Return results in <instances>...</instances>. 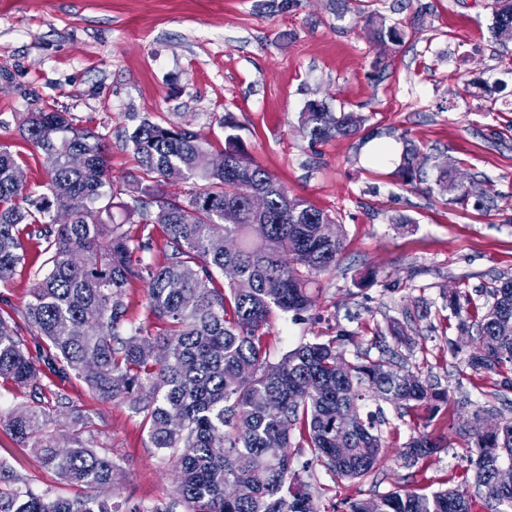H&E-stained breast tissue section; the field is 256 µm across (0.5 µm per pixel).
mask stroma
<instances>
[{"label": "stroma", "mask_w": 512, "mask_h": 512, "mask_svg": "<svg viewBox=\"0 0 512 512\" xmlns=\"http://www.w3.org/2000/svg\"><path fill=\"white\" fill-rule=\"evenodd\" d=\"M494 0H350L336 15L330 0H0V145L25 156L28 186L44 182L33 148L19 135L27 112L46 107L106 136L115 185L137 164L126 137L143 120L189 125L213 146L232 117L246 149L289 196L340 224L345 249L335 271L317 278L316 305L295 319L274 315L266 359L277 363L304 342L345 334L346 358L377 356L378 340L397 346L412 371L448 390L437 418L418 410L388 419L381 435L385 466L377 483L334 482L324 467L293 451L310 484L316 512H344L349 498L398 487L430 492L466 487L475 512H486L458 428L469 415L459 398L481 400L494 378L472 382L463 371L470 347L459 338L446 298L475 292L512 274V45L500 47L490 25ZM404 31L401 44L371 42L367 14ZM487 89L473 96L474 84ZM311 100L356 113L360 133L310 142L299 114ZM424 157L423 182L394 175L407 144ZM456 183L492 201L460 207L436 184V158ZM44 256L30 245L0 294L22 312ZM406 343L389 334L392 321ZM63 388L94 424L121 471L102 495L128 507L168 501L174 473L152 448L125 403H103L85 384ZM429 428L440 445L427 463L405 466L400 445ZM0 460L37 489L61 497L83 489L61 482L7 427Z\"/></svg>", "instance_id": "1"}]
</instances>
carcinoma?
I'll use <instances>...</instances> for the list:
<instances>
[{"mask_svg": "<svg viewBox=\"0 0 512 512\" xmlns=\"http://www.w3.org/2000/svg\"><path fill=\"white\" fill-rule=\"evenodd\" d=\"M367 25L377 42L403 41V31L374 15ZM492 35L503 47L512 43V0H495ZM361 122L316 100L300 115L313 143L350 138ZM20 132L40 156L45 191L16 180L22 157L1 145L0 287L26 263L28 242L43 246L47 258L34 273L23 317L0 308V379L30 397L10 413L8 426L61 481L90 493L69 499L37 491L0 462V512H316L310 486L290 477L292 441L333 477L360 482L384 464L382 412L364 410L367 401L389 403L401 418L420 406L434 418L448 403V391L406 369L404 357L387 345H378L374 358L338 365L346 335L302 343L268 364L272 313L300 316L313 307L315 277L336 268L344 233L328 213L288 196L237 135H225L216 149L182 125L139 124L128 135L139 176L128 184L130 201L121 203L136 224L127 228L111 220L115 191L105 134L47 108L27 113ZM205 153L223 157L224 166L198 169ZM437 168L440 189L468 203L448 176V162ZM397 173L408 184L421 179L415 146L406 147ZM179 181L201 185L183 199L158 190ZM250 190L265 194L264 213L248 212ZM148 192L146 204L141 194ZM55 193L72 203L67 224L53 219ZM155 226L165 235L162 260L148 262ZM135 283L145 285L149 312L161 324L157 334L128 316L127 289ZM482 296L479 305L465 298L472 311L464 317L460 294L448 296L458 332L475 336L466 367L474 377L512 373V276L497 277ZM48 375L77 379L102 402L127 404L152 447L172 459L169 501L125 509L97 495L120 465L86 436L89 425L69 395L43 383ZM64 414L73 416V427L56 435L51 428ZM460 431L476 449L475 482L489 512H512V485L496 480L499 468L512 466V419L481 404ZM438 449L431 434L420 432L401 456L415 466ZM346 512H471V500L461 488L397 487L351 498Z\"/></svg>", "mask_w": 512, "mask_h": 512, "instance_id": "obj_1", "label": "carcinoma"}]
</instances>
